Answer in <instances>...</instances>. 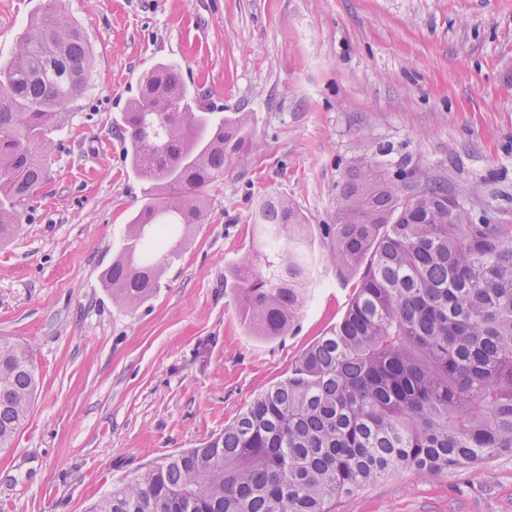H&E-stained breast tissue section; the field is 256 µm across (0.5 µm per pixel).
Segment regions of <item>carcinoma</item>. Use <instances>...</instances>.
<instances>
[{
  "mask_svg": "<svg viewBox=\"0 0 512 512\" xmlns=\"http://www.w3.org/2000/svg\"><path fill=\"white\" fill-rule=\"evenodd\" d=\"M92 68L62 0H47L0 62L1 242L47 181L51 134ZM121 133L133 174L157 191L105 274L112 300L136 307L178 252L171 227L203 223L207 187L244 161L252 129L246 113L202 111L179 67L160 62L129 99ZM252 223L265 269L244 259L231 281L259 335L297 324L314 237L340 277L360 273L346 311L222 434L159 459L89 512H335L401 469L477 473L512 454V224L491 223L404 160L361 157L338 184L336 223L310 224L278 195L259 202ZM36 391L27 349L0 337V449Z\"/></svg>",
  "mask_w": 512,
  "mask_h": 512,
  "instance_id": "carcinoma-1",
  "label": "carcinoma"
}]
</instances>
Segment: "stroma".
I'll return each instance as SVG.
<instances>
[{"mask_svg": "<svg viewBox=\"0 0 512 512\" xmlns=\"http://www.w3.org/2000/svg\"><path fill=\"white\" fill-rule=\"evenodd\" d=\"M93 50L86 94L54 136L50 178L0 244V336L31 352L38 390L0 451V512H85L113 484L199 447L283 380L343 315L351 283L316 249L284 337L245 320L225 277L255 253L267 195L336 221L337 184L364 135L512 224V0H63ZM45 0H0V58ZM176 63L210 111L250 113L244 163L205 191L157 292L116 304L103 274L150 200L118 129L137 77ZM336 512H512V455L484 474L403 469Z\"/></svg>", "mask_w": 512, "mask_h": 512, "instance_id": "stroma-1", "label": "stroma"}]
</instances>
